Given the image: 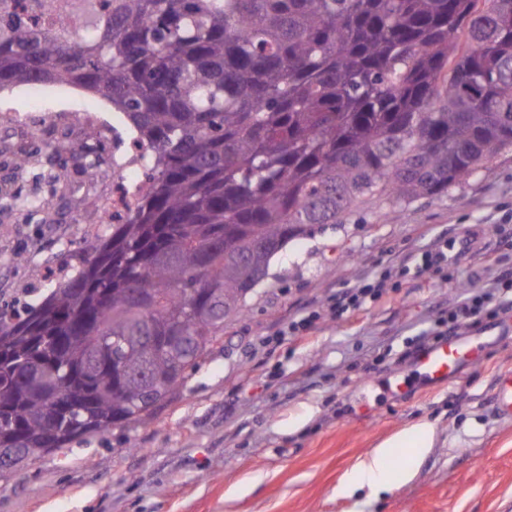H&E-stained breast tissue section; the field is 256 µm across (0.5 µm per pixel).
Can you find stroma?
<instances>
[{
    "mask_svg": "<svg viewBox=\"0 0 512 512\" xmlns=\"http://www.w3.org/2000/svg\"><path fill=\"white\" fill-rule=\"evenodd\" d=\"M85 103L112 110L69 86L50 105L58 124L39 138L0 128L2 296L64 265L58 240L72 231L70 215L95 212L112 190L111 169L53 149L67 139L96 145L95 131L73 118ZM22 144L34 158L18 172ZM506 214L512 149L445 195L313 225L273 257L223 343L151 418L18 467L0 480V512H512V422L491 411L497 376L512 372V309L490 306L455 328L484 345L459 381L439 385L411 370L440 319L512 273V238L497 231ZM443 239L455 243L447 265L428 273L403 264L406 252ZM380 274L376 302L334 309L339 290ZM422 420L438 441L410 482L372 502L337 494L359 457Z\"/></svg>",
    "mask_w": 512,
    "mask_h": 512,
    "instance_id": "stroma-1",
    "label": "stroma"
}]
</instances>
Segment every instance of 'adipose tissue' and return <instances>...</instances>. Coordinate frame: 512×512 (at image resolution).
I'll list each match as a JSON object with an SVG mask.
<instances>
[{"instance_id":"adipose-tissue-1","label":"adipose tissue","mask_w":512,"mask_h":512,"mask_svg":"<svg viewBox=\"0 0 512 512\" xmlns=\"http://www.w3.org/2000/svg\"><path fill=\"white\" fill-rule=\"evenodd\" d=\"M436 439L437 431L434 425L427 421L402 429L356 461L342 485L343 493L350 496L364 490L369 496L375 497L387 491L391 485L389 457L397 448L409 451L401 476L403 481H410L414 478L425 454L434 447Z\"/></svg>"}]
</instances>
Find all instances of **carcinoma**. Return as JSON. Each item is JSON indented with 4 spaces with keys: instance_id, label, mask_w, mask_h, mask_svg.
<instances>
[{
    "instance_id": "obj_1",
    "label": "carcinoma",
    "mask_w": 512,
    "mask_h": 512,
    "mask_svg": "<svg viewBox=\"0 0 512 512\" xmlns=\"http://www.w3.org/2000/svg\"><path fill=\"white\" fill-rule=\"evenodd\" d=\"M480 2L82 0L47 26L41 0H0V89H85L153 151L93 258L0 302V450L135 428L310 226L441 196L512 147V0Z\"/></svg>"
}]
</instances>
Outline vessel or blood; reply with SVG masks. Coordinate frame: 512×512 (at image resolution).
<instances>
[{
	"instance_id": "1",
	"label": "vessel or blood",
	"mask_w": 512,
	"mask_h": 512,
	"mask_svg": "<svg viewBox=\"0 0 512 512\" xmlns=\"http://www.w3.org/2000/svg\"><path fill=\"white\" fill-rule=\"evenodd\" d=\"M478 357L477 345L469 339L455 337L422 349L413 360V368L434 383L444 384L456 380L463 367ZM493 401L496 416L512 421V375L498 380Z\"/></svg>"
}]
</instances>
